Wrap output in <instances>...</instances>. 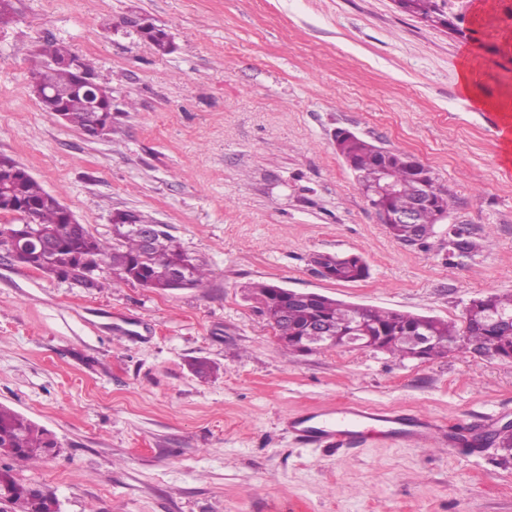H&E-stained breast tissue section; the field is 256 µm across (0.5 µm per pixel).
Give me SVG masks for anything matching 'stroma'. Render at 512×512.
<instances>
[{
	"label": "stroma",
	"instance_id": "35a3bbf8",
	"mask_svg": "<svg viewBox=\"0 0 512 512\" xmlns=\"http://www.w3.org/2000/svg\"><path fill=\"white\" fill-rule=\"evenodd\" d=\"M0 27V155L58 195L90 233L112 214L165 224L208 272L156 290L103 269L100 287L0 248V405L47 428L56 455L17 467L60 512H512V465L490 444L374 439L305 445L285 422L354 400L482 435L512 421V362L454 349L425 361L371 350L285 352L245 297L268 281L460 321L512 293V46L486 38L512 0H473L457 30L394 0H14ZM171 42L157 54L131 21ZM48 40L89 58L112 91V132L89 139L29 89ZM499 54L479 50L482 42ZM476 61L459 90L463 52ZM488 109H481V102ZM415 157L449 192L428 247L387 232L336 152L338 129ZM474 244L448 251L449 228ZM370 275L322 277L319 254ZM208 360L210 376L193 360Z\"/></svg>",
	"mask_w": 512,
	"mask_h": 512
}]
</instances>
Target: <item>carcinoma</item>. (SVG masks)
I'll list each match as a JSON object with an SVG mask.
<instances>
[{
    "mask_svg": "<svg viewBox=\"0 0 512 512\" xmlns=\"http://www.w3.org/2000/svg\"><path fill=\"white\" fill-rule=\"evenodd\" d=\"M447 0H420L411 15L433 25L443 26L448 19L445 8ZM148 40L157 52H169L168 34L161 28L150 25ZM75 56L69 47L56 41H47L38 50L39 61L30 71V77L40 80L47 88L48 95L62 89L70 94L63 102L65 119L63 125L81 133H86L89 122L88 99L81 89H74L76 75L72 69L63 65V61ZM347 157L354 172L365 179L371 177L378 166L379 146L366 139L355 136L347 144ZM393 178L398 182V194L389 202L394 211L405 210L421 186L436 202L445 200L448 189L438 182L433 171L426 170L420 177L406 166L392 158ZM0 206L30 207L31 221L55 231V238L48 242L41 254H33L30 261L47 263V272L64 274L76 280L90 257H96L100 263L111 268L120 280L134 283L139 280L164 290L169 285V274L174 268L185 270L188 287L195 288L203 283L206 273L181 248L180 244L166 230V225L156 224L153 220L134 214L139 224L154 226L153 239L144 246L140 236L124 224L113 225L115 242L109 244L92 235L83 224L63 223L64 214L61 201L43 189L40 183L20 164L8 156H0ZM439 220L436 206L423 208L418 214V234L410 236L404 227L389 229L391 236L407 246L423 247L427 240L436 234ZM320 264L332 268V280L338 283L358 281L355 269L339 260L337 255L319 256ZM277 284L254 282L247 286L248 297L256 304V309L270 327L280 325V314L287 313L288 335L296 336L316 318L327 320L337 326L352 321L364 323L367 331L375 335L380 332L388 336H401L405 329L418 326L419 315H404L401 311L383 308H368L364 305L352 306L330 296L309 304L304 302H283L274 295ZM492 308L474 305L467 321L459 324L442 321L433 317L424 322L422 333L433 337L435 344L427 349V355L438 358L446 355L462 335L469 336L473 342H494L498 349L512 355V324L495 325L491 312L512 316V293L492 294ZM57 447L55 439L44 427L25 418L16 411L0 406V448L7 449L5 456L15 461H32L47 457L51 448ZM3 498L26 510V512H51L52 499L56 495L46 489L30 485L17 477L10 465H0V499Z\"/></svg>",
    "mask_w": 512,
    "mask_h": 512,
    "instance_id": "1",
    "label": "carcinoma"
}]
</instances>
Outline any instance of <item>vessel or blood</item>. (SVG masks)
<instances>
[{"instance_id": "b4317fda", "label": "vessel or blood", "mask_w": 512, "mask_h": 512, "mask_svg": "<svg viewBox=\"0 0 512 512\" xmlns=\"http://www.w3.org/2000/svg\"><path fill=\"white\" fill-rule=\"evenodd\" d=\"M302 442L335 448H358L371 439L401 441L416 447L453 446L450 433L424 413L402 414L357 401L327 406L321 413H304L288 422Z\"/></svg>"}]
</instances>
